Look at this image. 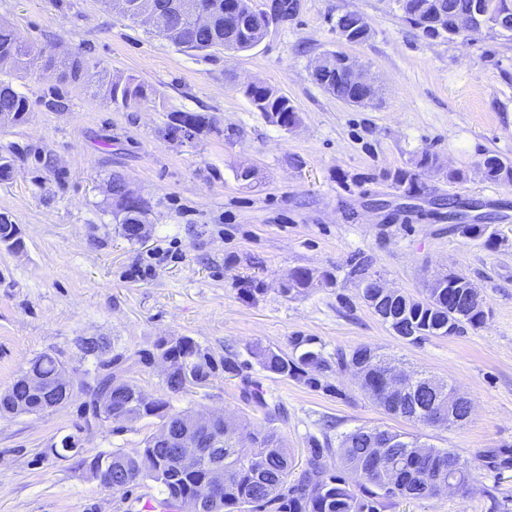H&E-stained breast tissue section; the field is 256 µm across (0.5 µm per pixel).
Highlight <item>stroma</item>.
I'll use <instances>...</instances> for the list:
<instances>
[{
  "label": "stroma",
  "instance_id": "1",
  "mask_svg": "<svg viewBox=\"0 0 512 512\" xmlns=\"http://www.w3.org/2000/svg\"><path fill=\"white\" fill-rule=\"evenodd\" d=\"M297 13L271 26L246 52L188 55L150 26L103 0H0V22L56 56L79 55L100 74L133 75L156 91L154 103L124 108L94 87L60 83L57 72L22 78L0 66L29 100L25 122L0 127V154L14 170L0 180V214L16 224L22 251L0 244V391L39 353L71 368L91 366L81 338L103 336L128 356L161 336H189L215 357L255 344L288 349L316 337L325 355L367 344L397 369L454 386L473 404L457 427H427L386 414L351 373L334 392L245 369L171 398L176 409L234 413L245 431L264 427L249 393L262 390L284 412L278 430L302 473L311 438L325 419L336 433L379 427L457 452L473 472L468 492L396 498L385 512H512V183L476 168L483 155L512 163V41L479 33L467 40L423 37L394 0H297ZM356 10L371 25L363 43H342L333 25ZM363 66L374 100L354 106L315 83L325 51ZM258 82L290 100L299 124L269 123L242 87ZM68 108L46 107L53 88ZM209 117L191 141L168 134L174 112ZM440 167L409 197L389 178L422 152ZM254 172L240 179L242 168ZM464 171L463 183L447 174ZM120 173L153 206L141 241L120 236L105 185ZM469 202L461 218L495 235H462L448 221V199ZM357 255L371 275L421 296L435 276L460 273L490 310L485 324L417 344L394 335L363 302L348 272ZM298 268L315 289L292 299L277 287ZM78 392L41 415L0 419V512H137L158 488L139 483L100 490L46 448L72 435L86 455L142 447L155 424H98Z\"/></svg>",
  "mask_w": 512,
  "mask_h": 512
}]
</instances>
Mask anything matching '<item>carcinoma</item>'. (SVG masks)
<instances>
[{
    "mask_svg": "<svg viewBox=\"0 0 512 512\" xmlns=\"http://www.w3.org/2000/svg\"><path fill=\"white\" fill-rule=\"evenodd\" d=\"M189 11L185 13L183 27L170 42L185 53L208 54L216 50L226 52L247 51L262 39L260 25L240 31L232 40L225 39L224 0H184ZM476 0H406L403 19L431 38H446L448 33L429 28L424 21L430 18L436 4H441L448 18L472 12ZM172 0H152L159 22L156 33L165 34L168 29ZM43 57V51L23 41L7 24H0V64L18 73L35 74V61ZM94 65L81 58H69L63 63L60 79L69 84L89 83L94 78ZM326 91L339 99L348 101L355 95V88L347 82L336 68V63L323 69L322 75L314 77ZM103 96L113 103L124 106L153 102L154 90L136 77H116L99 85ZM244 95L252 105L267 116L271 112L285 115L286 120H299V115L289 100L269 86L244 89ZM13 113V121H25L30 112L28 98L18 92L10 82L0 81V112ZM433 155L424 152L412 169H399L388 174L393 184L404 189L408 195L422 190V177L433 169ZM486 169L489 180L512 181V165L494 155L479 160ZM151 203L124 207L116 204L112 208V220L118 232L131 239L134 224L149 221ZM0 240L11 247L22 245L18 229L8 216H0ZM370 261L361 257L352 265L351 273L359 277L360 297L368 300L375 297L370 274ZM313 285L312 275L305 269L296 270L290 284H279L278 293L284 297L301 294ZM396 321L390 326L394 334L410 343L423 340L411 335L412 330L433 331L448 325V320L461 315L462 331L476 328L484 323L486 312H470L467 301L448 289L438 291L428 288L421 298L412 296L387 302ZM291 351L279 347L256 344L250 349V357L265 372L291 378L312 389L333 391L321 378L328 373L355 372L356 367L371 362L368 374L369 386L373 390V401L385 412L408 421L429 426L433 424L434 410L425 403H415L403 397L400 409L389 404L380 395V387L386 364L376 351L363 345L349 353L340 352L336 359L328 358L317 340L312 336H293L289 340ZM80 348L84 357L95 364L94 383L82 385L91 392L93 417L101 422L135 423L144 419L156 420L157 428L185 432L192 427L189 410L175 409L170 400L163 397L144 401L140 387L124 384L120 379L126 373L129 357L111 354V342L82 340ZM138 362L149 365L162 357L170 362L171 372L165 378L167 392L173 395L187 390L191 381L204 386L213 378L224 375L235 377L248 367V361L234 351L215 358L189 336H169L157 339L153 349L137 352ZM60 364L54 352H42L31 359L13 383L0 393V417L14 416L21 412L40 414L49 410L46 400L33 392L28 379L37 378L45 382L56 380ZM219 428L224 435V452L216 460L224 463V487L219 498L207 505V512H226L229 508L237 512H385L389 503L398 497L415 499L432 498L448 492V484L458 490L469 481V468L448 469V461L458 457L449 448H431L429 455L419 453V444L406 433L378 432L376 428L358 427L340 435L337 446L328 438H312L306 449V468L297 480H291L293 456L285 437L273 428L250 433L252 447H244L234 415L224 414ZM336 454L339 465L330 469L324 458ZM46 455L55 459L71 460L94 478L93 465L103 464L112 477L125 486L143 481L155 483L161 495L181 502L195 495L211 478V461L200 458L182 461L171 449L154 441V435L144 440V446L129 451L100 452L88 458L83 455L72 436L61 440V447L49 448Z\"/></svg>",
    "mask_w": 512,
    "mask_h": 512,
    "instance_id": "1",
    "label": "carcinoma"
}]
</instances>
